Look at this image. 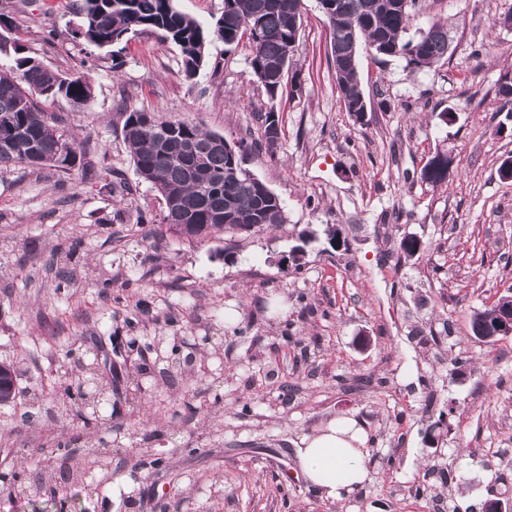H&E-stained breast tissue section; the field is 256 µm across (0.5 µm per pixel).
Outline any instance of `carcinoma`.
Listing matches in <instances>:
<instances>
[{
    "mask_svg": "<svg viewBox=\"0 0 512 512\" xmlns=\"http://www.w3.org/2000/svg\"><path fill=\"white\" fill-rule=\"evenodd\" d=\"M299 0H224V12L208 28L179 11L175 0H80L81 23L76 37L99 49H112V59L136 34L149 30L181 51L184 72L193 79L206 64V47L219 40L232 45L242 38L254 44L252 72L264 70L272 87L287 83L280 79L278 65L292 61L301 21L296 19ZM337 4L329 21L331 40L345 46L351 36L364 39L376 53L388 52L405 59L411 68H430L448 54V30L434 22L417 39L404 34L419 0L406 8L395 0H331ZM247 21L251 30L241 27ZM19 53L17 27L0 14V54ZM336 82L347 111L362 112L364 94L359 70L352 63L335 60ZM63 98L76 107L92 97V86L84 76L66 75L44 67L29 56H18L14 65L0 68V128L10 134L14 149L0 151V166L25 164L62 172L79 162L76 142L56 128L53 119L38 109L33 95ZM123 138L138 178L151 185L163 204V219L157 233L175 236L182 232L170 225L201 224L202 242L217 233H249L284 223V207L278 195L241 164L224 155L214 144L223 135L205 131L182 119H161L151 112L133 110L125 114ZM420 177L432 185L448 179L430 159ZM493 308L472 315V330L481 339L502 337L492 317Z\"/></svg>",
    "mask_w": 512,
    "mask_h": 512,
    "instance_id": "obj_1",
    "label": "carcinoma"
}]
</instances>
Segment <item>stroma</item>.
Here are the masks:
<instances>
[{
	"instance_id": "stroma-1",
	"label": "stroma",
	"mask_w": 512,
	"mask_h": 512,
	"mask_svg": "<svg viewBox=\"0 0 512 512\" xmlns=\"http://www.w3.org/2000/svg\"><path fill=\"white\" fill-rule=\"evenodd\" d=\"M0 13L23 55L93 90L81 108L42 104L75 137L82 168H0V364L17 392L0 406V512L512 504V335L485 342L471 327L512 285V181L499 175L512 157V104L499 92L512 76L501 24L512 0H420L406 38L434 21L450 38L431 68L359 45L358 116L339 96L318 0H303L301 90L273 100L246 40L210 43L189 79L179 48L149 31L114 66L75 38V0H0ZM133 109L231 142L259 137L275 111L273 151H246L243 166L280 197L285 223L236 235L229 254L220 235L155 241L162 204L122 136ZM438 152L451 169L435 186L420 173ZM118 178L131 194L106 192ZM405 236L421 251L405 256ZM89 387L92 405L79 398ZM348 415L366 426L372 480L336 504L304 482L295 450ZM440 418L433 445L424 431Z\"/></svg>"
}]
</instances>
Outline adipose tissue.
Here are the masks:
<instances>
[{
	"instance_id": "adipose-tissue-1",
	"label": "adipose tissue",
	"mask_w": 512,
	"mask_h": 512,
	"mask_svg": "<svg viewBox=\"0 0 512 512\" xmlns=\"http://www.w3.org/2000/svg\"><path fill=\"white\" fill-rule=\"evenodd\" d=\"M296 455L304 479L327 500L345 501L370 480L368 435L355 418L332 420L304 436Z\"/></svg>"
}]
</instances>
